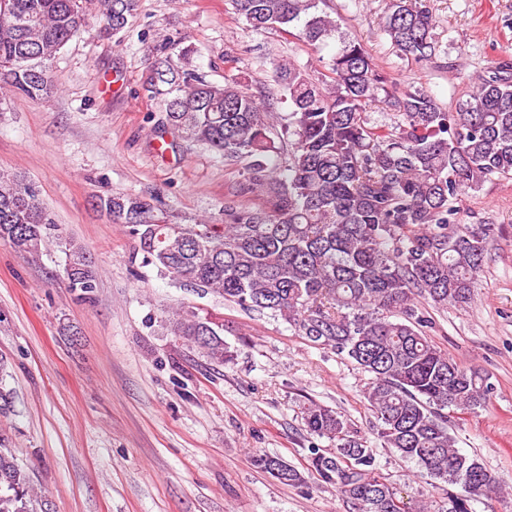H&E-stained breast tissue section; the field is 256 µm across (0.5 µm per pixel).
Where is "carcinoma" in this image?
<instances>
[{"instance_id": "1", "label": "carcinoma", "mask_w": 512, "mask_h": 512, "mask_svg": "<svg viewBox=\"0 0 512 512\" xmlns=\"http://www.w3.org/2000/svg\"><path fill=\"white\" fill-rule=\"evenodd\" d=\"M318 2L230 0L256 31L297 28L312 46L332 36L340 42L324 79L291 62L274 64L288 96L285 114L235 78L217 85L156 63L151 87L166 97L170 128L226 162L247 161L265 207L229 204L222 224H180L139 195L102 194L96 206L136 237L143 262L160 275L281 319L371 374L365 399L376 439L447 485V500L431 512H472L471 500L497 480L477 456L455 447L448 411L484 406L492 386L429 339L422 305L446 308L473 295L493 227L456 223L458 201L512 175V71H486L452 111L422 89L396 94L363 43L339 32ZM136 7L137 0H0V90L51 98L48 65L61 49L92 17L119 33ZM434 30L430 0H391L385 32L399 55L432 58ZM376 102L396 111L397 122L372 124ZM57 239L34 184L0 170V241L34 260ZM64 247L68 287L92 300L97 271L80 245ZM165 324L210 362L233 361L223 327L211 319L179 310ZM303 420L310 434L336 443L331 455L310 449L312 467L353 512H417L378 472L376 448L350 437L341 413L312 403ZM256 463L281 483L304 482L277 457ZM0 512H50L2 429Z\"/></svg>"}]
</instances>
